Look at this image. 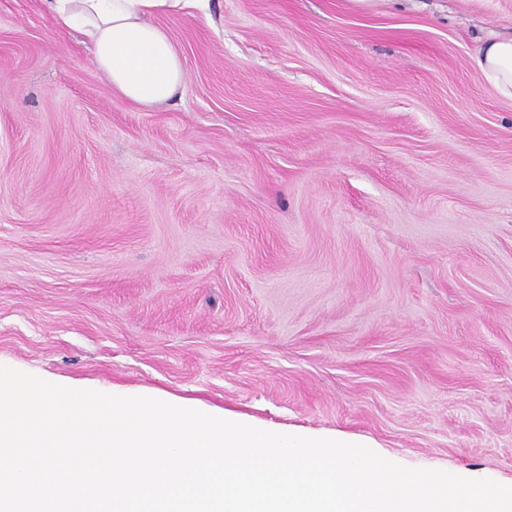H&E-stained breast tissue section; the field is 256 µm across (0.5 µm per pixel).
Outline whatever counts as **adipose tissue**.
I'll return each mask as SVG.
<instances>
[{
	"mask_svg": "<svg viewBox=\"0 0 512 512\" xmlns=\"http://www.w3.org/2000/svg\"><path fill=\"white\" fill-rule=\"evenodd\" d=\"M45 18L60 29L78 30L113 91L134 105L151 107L181 96V54L161 16L207 10L209 0H39ZM476 65L485 81L512 100V34L486 41Z\"/></svg>",
	"mask_w": 512,
	"mask_h": 512,
	"instance_id": "1",
	"label": "adipose tissue"
}]
</instances>
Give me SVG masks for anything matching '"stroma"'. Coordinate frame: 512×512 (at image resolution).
<instances>
[{"mask_svg":"<svg viewBox=\"0 0 512 512\" xmlns=\"http://www.w3.org/2000/svg\"><path fill=\"white\" fill-rule=\"evenodd\" d=\"M182 99L0 0V363L512 481V0H210ZM475 61L485 81L501 97L512 100V34L486 41Z\"/></svg>","mask_w":512,"mask_h":512,"instance_id":"1","label":"stroma"}]
</instances>
